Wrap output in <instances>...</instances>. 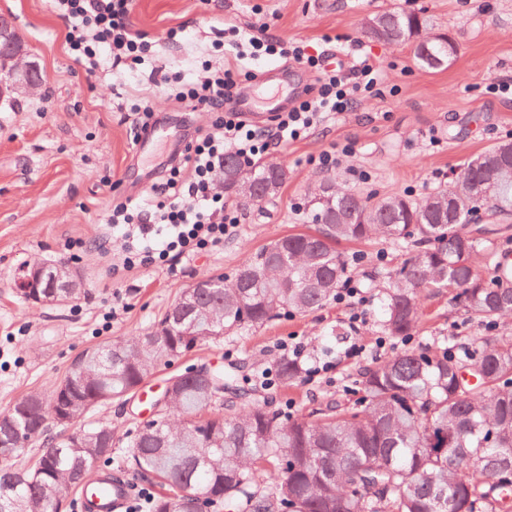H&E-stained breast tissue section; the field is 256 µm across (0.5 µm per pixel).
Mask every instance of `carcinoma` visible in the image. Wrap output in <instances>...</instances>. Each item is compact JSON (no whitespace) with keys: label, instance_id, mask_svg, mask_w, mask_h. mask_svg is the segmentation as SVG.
<instances>
[{"label":"carcinoma","instance_id":"carcinoma-1","mask_svg":"<svg viewBox=\"0 0 512 512\" xmlns=\"http://www.w3.org/2000/svg\"><path fill=\"white\" fill-rule=\"evenodd\" d=\"M381 17L376 38L411 44L424 67L437 68L456 53L454 44L425 41L427 21L417 14ZM500 146L418 199L376 198L339 185L330 196L317 190L315 229L269 243L229 280L198 282L192 307L158 322L165 335L87 349L83 369L65 373L67 386L31 393L7 410L12 425H0V512L75 508L66 502L69 489L86 487L112 459V424L86 429L107 437V447L87 448L71 440L68 424L54 422L51 408L67 401L79 420L198 347L264 325L283 310L322 307L347 272L337 245L373 237L396 243L405 255L380 296L385 336L414 337L423 297L443 288L487 334L463 347L449 339L377 360L359 373L357 404L341 409L329 398L314 417L285 418L250 404L226 418L215 407L241 391L238 374L215 369L199 380L184 371L181 395L130 435L135 469L170 490L149 509L191 512L199 497L206 507L227 504L235 512H512V332L501 327L512 317V267L499 264L495 276L483 277L473 264L483 239L468 228L483 208L512 216V183L494 181L505 161ZM279 175L286 170L274 162L224 158V191L234 199L268 198ZM277 374L286 387L302 378L303 367L284 356ZM52 422L60 431L33 464L12 468L10 459Z\"/></svg>","mask_w":512,"mask_h":512}]
</instances>
